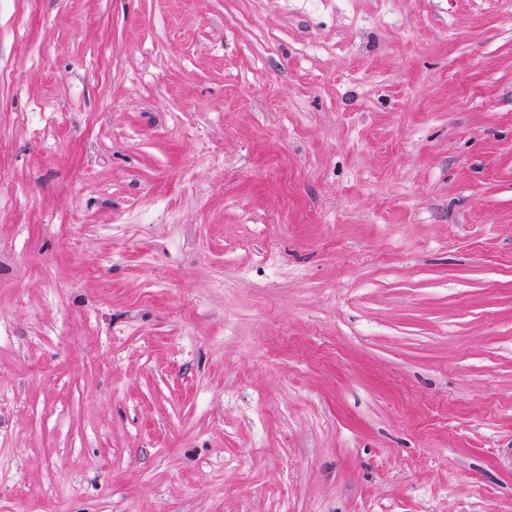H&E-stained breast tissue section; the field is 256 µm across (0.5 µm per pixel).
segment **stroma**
Instances as JSON below:
<instances>
[{
  "mask_svg": "<svg viewBox=\"0 0 512 512\" xmlns=\"http://www.w3.org/2000/svg\"><path fill=\"white\" fill-rule=\"evenodd\" d=\"M0 512H512V0H0Z\"/></svg>",
  "mask_w": 512,
  "mask_h": 512,
  "instance_id": "1",
  "label": "stroma"
}]
</instances>
